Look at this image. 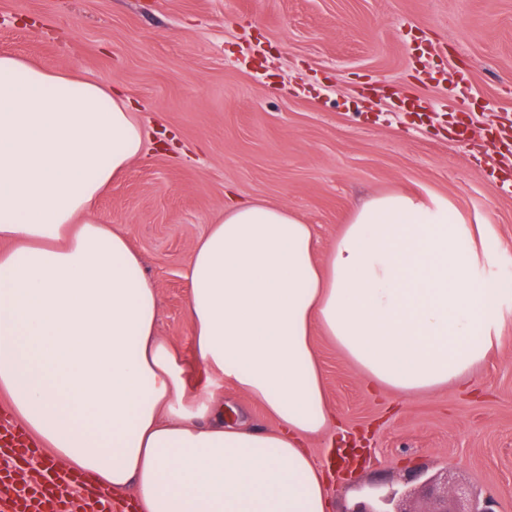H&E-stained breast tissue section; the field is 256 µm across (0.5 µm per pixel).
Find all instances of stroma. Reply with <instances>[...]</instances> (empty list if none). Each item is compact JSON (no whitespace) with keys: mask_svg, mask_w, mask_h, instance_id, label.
I'll return each instance as SVG.
<instances>
[{"mask_svg":"<svg viewBox=\"0 0 512 512\" xmlns=\"http://www.w3.org/2000/svg\"><path fill=\"white\" fill-rule=\"evenodd\" d=\"M0 53L121 91L148 133L99 199L159 291L158 334L193 355L185 268L229 196L288 206L325 253L355 207L405 192L453 204L503 244L512 280V0H0ZM470 389L405 401L370 392L313 339L336 431L331 512L426 467L512 512V299ZM225 416L274 428L224 386Z\"/></svg>","mask_w":512,"mask_h":512,"instance_id":"1","label":"stroma"}]
</instances>
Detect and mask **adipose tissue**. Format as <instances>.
Wrapping results in <instances>:
<instances>
[{
    "label": "adipose tissue",
    "instance_id": "ef3b65f1",
    "mask_svg": "<svg viewBox=\"0 0 512 512\" xmlns=\"http://www.w3.org/2000/svg\"><path fill=\"white\" fill-rule=\"evenodd\" d=\"M128 98L0 54V394L9 414L140 512H328L335 438L312 344L328 336L378 389L410 399L468 385L499 344L512 281L501 250L448 201L375 196L323 257L288 207L236 201L186 266L191 382L158 336V288L96 202L141 156ZM231 385L276 426L225 424Z\"/></svg>",
    "mask_w": 512,
    "mask_h": 512
}]
</instances>
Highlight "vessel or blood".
<instances>
[{
  "label": "vessel or blood",
  "instance_id": "1",
  "mask_svg": "<svg viewBox=\"0 0 512 512\" xmlns=\"http://www.w3.org/2000/svg\"><path fill=\"white\" fill-rule=\"evenodd\" d=\"M38 448L17 425L0 419V453H8L17 463H26ZM52 465H45L39 479L13 496L0 497V512H87L84 480L76 475L56 480Z\"/></svg>",
  "mask_w": 512,
  "mask_h": 512
}]
</instances>
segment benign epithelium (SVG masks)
<instances>
[{
	"label": "benign epithelium",
	"mask_w": 512,
	"mask_h": 512,
	"mask_svg": "<svg viewBox=\"0 0 512 512\" xmlns=\"http://www.w3.org/2000/svg\"><path fill=\"white\" fill-rule=\"evenodd\" d=\"M415 478L420 480L419 494L425 500L424 508H413L397 490L382 487L373 498L358 503L350 512H495L489 498H482L464 487H453L433 478L423 480L419 474Z\"/></svg>",
	"instance_id": "obj_1"
}]
</instances>
